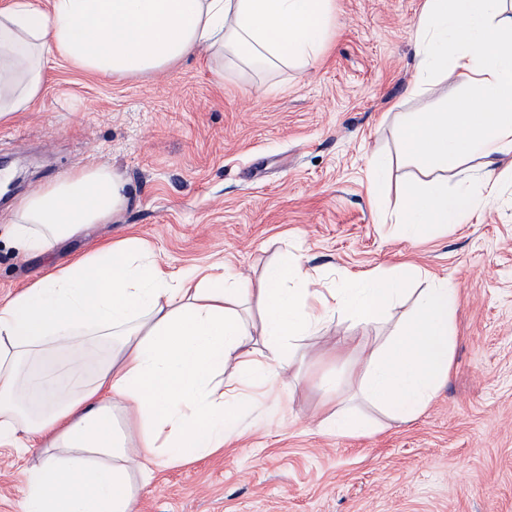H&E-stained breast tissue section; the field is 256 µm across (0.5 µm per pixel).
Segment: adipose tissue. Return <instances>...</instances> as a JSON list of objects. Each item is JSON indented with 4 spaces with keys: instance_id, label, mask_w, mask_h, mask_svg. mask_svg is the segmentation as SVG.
<instances>
[{
    "instance_id": "adipose-tissue-1",
    "label": "adipose tissue",
    "mask_w": 512,
    "mask_h": 512,
    "mask_svg": "<svg viewBox=\"0 0 512 512\" xmlns=\"http://www.w3.org/2000/svg\"><path fill=\"white\" fill-rule=\"evenodd\" d=\"M331 20V0H12L0 9V122L39 98L53 60L116 77L202 52L305 69ZM416 33L418 85L442 77L467 95L399 120L400 154L421 178L396 187L394 222L414 242L489 201L498 179L490 169L475 188L470 160L512 158V0H425ZM127 205L121 174L80 167L21 197L10 235L22 253L47 255ZM418 278L412 312L368 335ZM456 300L447 279L410 263L335 288L292 258L254 281L220 264L174 281L137 238L89 244L0 301V446L37 457L23 512H134L156 467L223 448L246 391L282 397L316 339L352 360L359 400L414 419L451 372ZM340 310L365 336L329 334Z\"/></svg>"
}]
</instances>
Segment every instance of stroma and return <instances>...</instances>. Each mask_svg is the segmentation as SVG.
<instances>
[{
  "label": "stroma",
  "instance_id": "stroma-1",
  "mask_svg": "<svg viewBox=\"0 0 512 512\" xmlns=\"http://www.w3.org/2000/svg\"><path fill=\"white\" fill-rule=\"evenodd\" d=\"M424 0H332L320 62L263 75L205 55L157 75H90L58 62L42 95L0 123V164L20 182L0 201V300L67 264L86 244L140 238L179 274L223 263L258 278L284 256L323 285L410 261L458 291L453 370L408 422L377 418L367 436L318 423L354 393L351 363L308 353L281 402L235 408L222 450L160 467L135 512H512V181L468 223L410 244L388 223L392 192H374L372 154L393 158L400 114L456 100L445 83L415 90V23ZM107 163L127 209L57 246L52 261L8 240L19 195ZM395 162L390 181L411 178ZM336 379L326 395L320 379ZM33 457L0 446V512H22Z\"/></svg>",
  "mask_w": 512,
  "mask_h": 512
}]
</instances>
